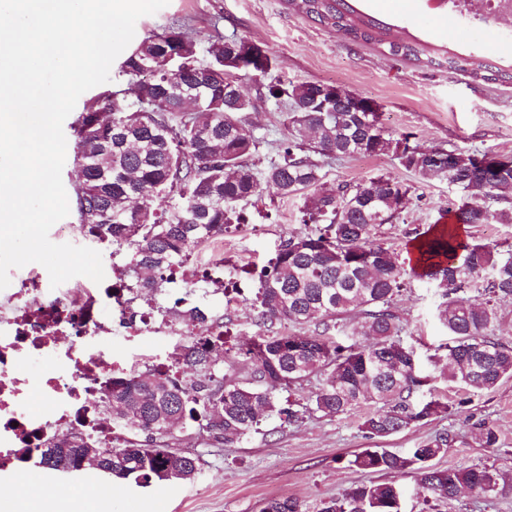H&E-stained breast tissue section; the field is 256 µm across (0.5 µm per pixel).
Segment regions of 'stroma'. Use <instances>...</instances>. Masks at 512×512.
Segmentation results:
<instances>
[{
	"label": "stroma",
	"instance_id": "1",
	"mask_svg": "<svg viewBox=\"0 0 512 512\" xmlns=\"http://www.w3.org/2000/svg\"><path fill=\"white\" fill-rule=\"evenodd\" d=\"M361 10L382 16L390 34L418 36L436 45L496 61L512 59V40L498 32L477 29L437 13L430 0H360ZM178 24L199 46L218 34H236L264 44L276 60L271 78L293 82H321L373 99L393 138L409 137L423 148L492 152L512 156V83L484 81L444 67H423L384 54L377 46L349 40L286 8L282 0H170L157 13L138 19L135 41ZM241 84L255 100L254 111L244 113L246 126L258 140L249 163L263 170L278 158L281 142L288 139L282 108L259 95V84L245 78ZM327 184H357L385 175L410 189L412 204L403 216L383 225L379 240L395 255L413 244L415 230L444 224L460 194L438 179H421L404 169L393 154L322 159ZM246 224L228 234L244 273L225 267V279H239L242 297L224 304L198 283L193 302L210 311L241 341L259 332L256 309L250 303V272L274 257L289 231L300 228L302 201L284 198L265 188L255 205L246 206ZM442 289L437 282L411 280L395 298L394 311L419 357L430 388L453 403L452 413L411 425L381 445L403 452L439 433H448L447 452L434 461L441 469L485 464L498 469L507 485L489 496L464 493L446 501H425L414 470L384 473L358 469L354 456L372 447L362 428L366 407L338 417L301 411L297 422L279 418L262 422L258 432L214 447L196 426L173 432L178 448L200 458L201 471L192 481L161 487H140L119 480L112 484L109 502H101L84 485L83 474L42 470L43 488L36 500L40 512H259L265 499L277 497L299 502L302 512H318L322 501L336 498L362 483L391 482L403 496L401 512H512V378L490 391L473 392L438 378L431 355L448 341L438 317ZM485 421L498 433L494 448L481 445L473 424ZM74 487L71 495L59 494Z\"/></svg>",
	"mask_w": 512,
	"mask_h": 512
}]
</instances>
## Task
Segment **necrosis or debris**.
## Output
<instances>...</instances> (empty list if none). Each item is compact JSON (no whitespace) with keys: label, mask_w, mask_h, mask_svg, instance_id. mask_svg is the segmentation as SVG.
<instances>
[{"label":"necrosis or debris","mask_w":512,"mask_h":512,"mask_svg":"<svg viewBox=\"0 0 512 512\" xmlns=\"http://www.w3.org/2000/svg\"><path fill=\"white\" fill-rule=\"evenodd\" d=\"M440 0L452 20L491 28L512 39V0ZM105 278L84 276L49 288L43 276L28 272L20 287L0 292V474L12 475L36 491L41 473L20 462L22 449L90 436L111 448L116 438L104 408L112 378L127 372V360L113 357L112 335L123 327L149 342L137 364L155 368V338L180 350L196 328L172 315V308L194 296L190 283L170 289L168 305L119 286V269L105 265Z\"/></svg>","instance_id":"1"}]
</instances>
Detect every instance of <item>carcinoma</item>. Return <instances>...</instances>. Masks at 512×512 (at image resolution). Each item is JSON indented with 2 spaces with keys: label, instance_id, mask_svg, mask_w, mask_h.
<instances>
[{
  "label": "carcinoma",
  "instance_id": "carcinoma-1",
  "mask_svg": "<svg viewBox=\"0 0 512 512\" xmlns=\"http://www.w3.org/2000/svg\"><path fill=\"white\" fill-rule=\"evenodd\" d=\"M289 10L353 41L377 45L393 57L427 67L448 66L490 81H512V67L488 58L451 53L411 37L387 39L389 24L357 7L358 0H283ZM245 38L218 36L205 48L173 25L142 42L120 65L123 88L106 91L87 103L73 124L74 152L87 155L75 188L84 236L98 244L131 250L125 287L149 293L162 287L183 266L194 247L245 224L242 205L266 187L283 197L304 200L303 223L278 246L275 257L251 274L253 305L263 325L315 323L329 327L352 311L362 316L360 338L342 344L316 336H266L259 333L238 350L251 363L245 382L224 381L214 357L226 336L197 337L173 357L165 374L150 371L112 379L108 390L112 426L129 437L112 448L95 439L56 443L38 451L41 465L52 469L46 452L68 448L73 470L81 469V449L100 458L97 471L108 479L132 477L145 485L162 484L170 466L199 474V458L172 449L170 428L193 422L222 445L257 431L265 417L292 422L296 412L281 405L280 392L311 377L319 387L308 409L325 417L345 415L369 404L362 429L384 439L453 405L435 397L417 398L427 379L420 374L414 347L402 338L400 316L392 302L411 277L445 288L438 316L452 341L435 353L440 377L450 384L485 391L512 378V346L490 336L498 302L512 298V249L500 250L461 237L471 224H512V157L490 152L423 149L409 137L391 138L380 121V107L348 112L320 95L317 82H269L266 97L289 104L284 125L295 138L308 133L314 152L326 158L395 154L399 163L422 178L446 180L462 192L454 223L435 224L415 236L416 264L398 260L378 239L382 225L412 204L409 187L380 176L350 186H328L322 166L299 152L293 142L261 172L247 159L257 149L254 134L239 114L251 99L224 92V74L268 75L275 66L270 51L237 68L238 46ZM196 88L194 108L184 112L173 86ZM172 205L159 210V197ZM481 283L482 301L458 298ZM481 444L498 446L495 429L473 423ZM447 433H439L403 454L366 448L353 464L363 470L401 472L410 467L427 499H452L464 488L489 495L502 475L492 466L439 469L432 461L447 452ZM400 490L392 483L355 485L321 502L318 512H400ZM260 512H301L288 498L271 499Z\"/></svg>",
  "mask_w": 512,
  "mask_h": 512
}]
</instances>
